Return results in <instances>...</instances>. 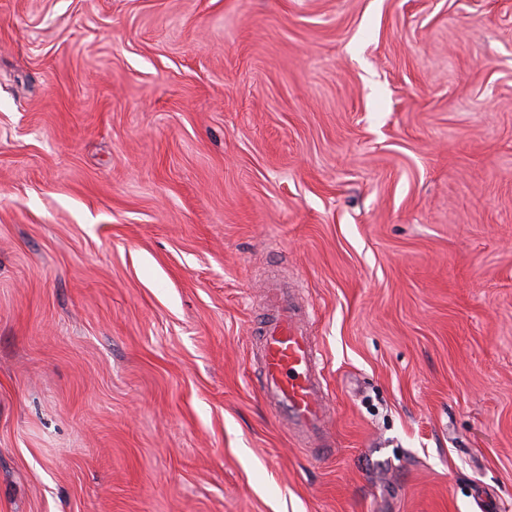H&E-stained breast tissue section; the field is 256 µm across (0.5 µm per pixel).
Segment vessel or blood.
<instances>
[{
	"mask_svg": "<svg viewBox=\"0 0 512 512\" xmlns=\"http://www.w3.org/2000/svg\"><path fill=\"white\" fill-rule=\"evenodd\" d=\"M260 309V393L291 432L314 447H327L329 420L318 348L293 288L269 280Z\"/></svg>",
	"mask_w": 512,
	"mask_h": 512,
	"instance_id": "vessel-or-blood-1",
	"label": "vessel or blood"
}]
</instances>
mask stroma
Returning <instances> with one entry per match:
<instances>
[{"label": "stroma", "instance_id": "35a3bbf8", "mask_svg": "<svg viewBox=\"0 0 512 512\" xmlns=\"http://www.w3.org/2000/svg\"><path fill=\"white\" fill-rule=\"evenodd\" d=\"M0 512H512V0H0ZM260 306V393L296 436L328 448L326 392L318 348L294 288L278 279L265 285Z\"/></svg>", "mask_w": 512, "mask_h": 512}]
</instances>
